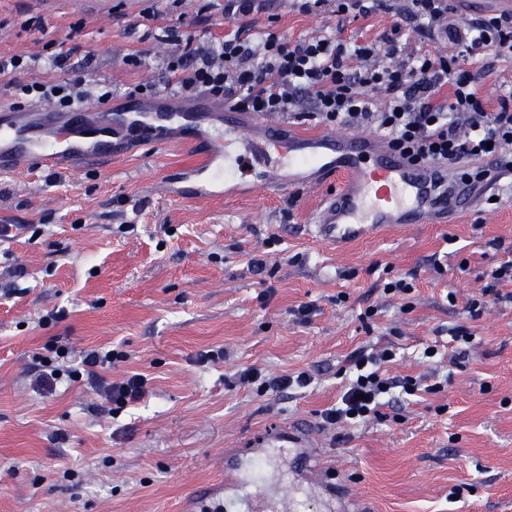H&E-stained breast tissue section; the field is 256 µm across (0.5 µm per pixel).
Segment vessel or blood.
<instances>
[{
  "mask_svg": "<svg viewBox=\"0 0 512 512\" xmlns=\"http://www.w3.org/2000/svg\"><path fill=\"white\" fill-rule=\"evenodd\" d=\"M209 100L182 103L163 96L152 102L127 101L124 107L77 108L57 112L34 105L16 112L0 106V173L32 165L56 167L62 158L99 164L117 144L138 142L166 148L173 130L188 144L201 146L197 164L183 167L170 194L184 199L233 197L241 183L251 191L288 192L335 178L308 226L311 236L339 245L375 237L382 231L417 224H443L452 211L477 200L467 183L449 184L447 165H415L389 148L375 133L322 131L303 134L283 120L225 107L218 125L202 127L193 114L212 111ZM317 434L302 425L270 426L243 441L239 453L224 456L223 479L196 487L184 512H229L244 500L245 512H295L288 487L268 492L260 468L269 449L290 448L302 479L326 487L339 512H369L355 489L337 490L317 463ZM254 491L240 495L244 481Z\"/></svg>",
  "mask_w": 512,
  "mask_h": 512,
  "instance_id": "obj_1",
  "label": "vessel or blood"
}]
</instances>
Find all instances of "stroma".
Here are the masks:
<instances>
[{
    "instance_id": "35a3bbf8",
    "label": "stroma",
    "mask_w": 512,
    "mask_h": 512,
    "mask_svg": "<svg viewBox=\"0 0 512 512\" xmlns=\"http://www.w3.org/2000/svg\"><path fill=\"white\" fill-rule=\"evenodd\" d=\"M223 4L197 24L201 0H0V57L39 56L16 84L52 82L60 73L50 55L73 49L84 88L108 84L119 108L127 87H167L168 29L206 43L272 16L290 39L337 32L364 43L396 21L382 11L344 23L329 9L270 0L268 14L228 23ZM130 54L145 66L126 65ZM459 63L479 73V97L497 108L512 88V54ZM195 158L179 142L131 146L105 166L0 174V225L25 227L0 244V281L24 271L18 295L0 296V512H181L192 487L220 478L226 448L297 420L314 424L334 482L371 512H512V303L467 311L486 274L512 260V180L500 181L498 206L339 249L306 232L330 185L172 198L170 179ZM253 258L263 272L250 269ZM400 275L414 285L403 300L383 292ZM369 307L377 313L362 321ZM457 324L475 336L469 358H425ZM380 336L397 350L390 376H424L443 390L400 395L382 420L326 425L321 413L339 401L349 359ZM61 345L75 356L123 351L112 378L145 374L148 396L114 417L94 412L98 397L66 378L35 391L42 357ZM219 348L223 361L199 362ZM246 366L305 370L313 382L260 394L232 384Z\"/></svg>"
}]
</instances>
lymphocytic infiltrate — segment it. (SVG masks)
<instances>
[{
    "mask_svg": "<svg viewBox=\"0 0 512 512\" xmlns=\"http://www.w3.org/2000/svg\"><path fill=\"white\" fill-rule=\"evenodd\" d=\"M334 5L344 20L365 19L377 11L395 12L412 23L420 39L448 40L474 53L490 49L512 52V13L491 14L461 29L451 21L449 0H300L299 9L315 14ZM401 27H393L380 43L358 44L333 35L284 38L273 26L259 37L243 29L208 45L177 38L167 58L174 87L232 105L243 112L289 114L309 106L312 116L328 126H374L390 147L414 161H441L457 169L460 181L482 182L486 171L477 159L490 156L501 172L512 171V91L488 110L475 89V75L456 57L417 52L402 56ZM20 90L67 110L84 104L87 93L74 81L35 82ZM385 105L375 108V95ZM124 352L89 349L73 360L65 348L45 359L39 376L50 387L61 378L87 382L112 413L122 412L147 392L144 375L132 373L109 380L107 371L123 361ZM395 352L384 346L358 354L352 361L345 392L322 413L328 424H359L379 418L393 399L392 378L381 371ZM408 395L421 382L404 379Z\"/></svg>",
    "mask_w": 512,
    "mask_h": 512,
    "instance_id": "1",
    "label": "lymphocytic infiltrate"
}]
</instances>
